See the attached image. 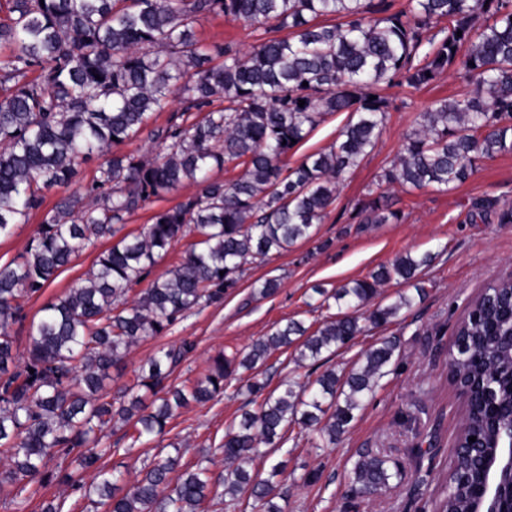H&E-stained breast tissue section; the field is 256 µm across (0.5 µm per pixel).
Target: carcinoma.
Returning <instances> with one entry per match:
<instances>
[{
    "label": "carcinoma",
    "instance_id": "carcinoma-1",
    "mask_svg": "<svg viewBox=\"0 0 512 512\" xmlns=\"http://www.w3.org/2000/svg\"><path fill=\"white\" fill-rule=\"evenodd\" d=\"M6 8L0 86L10 85V93L0 98V236L26 223L45 193L71 184L83 165L98 166L83 187L91 203L59 201L25 254L0 265V447L8 453L0 494L20 508L30 483L57 480L96 496L108 512H198L208 499L248 489L265 512H283L274 502L283 463L259 480L248 465L282 448L292 425L315 433L317 448L336 445L396 362L395 342L364 351L343 379L326 370L307 385L289 378L268 393L255 375L237 386L253 409L218 448L222 493L205 462L184 466L178 453L129 482L99 465L120 452L102 446L101 433L119 423L135 441L160 435L177 412L224 393L239 371L258 369L282 347L296 346L299 365H324L367 326L394 321L425 296L419 274L434 254L400 255L330 294L313 288L320 306L335 304L336 317L313 332L296 320L279 324L248 352L217 356L209 373L188 385H166L193 349L187 341L159 350L114 402L105 400L104 382L133 344L166 335L186 312L222 300L248 265L311 238L345 175L376 146L388 112L382 86L418 88L456 68L467 89L420 114L378 191L357 204L359 223L399 221L387 195L394 185L446 192L464 183L477 161L512 153V0H407L395 13L388 0H6ZM211 14L263 33L244 53L204 47L195 27ZM282 31L287 35L275 36ZM32 70L39 74L29 79ZM177 99L182 113L203 116L152 130V158L109 154ZM217 100L224 106L213 107ZM334 112L349 113L336 141L288 165L295 144ZM229 163L243 167L237 179L212 178ZM185 184L198 192L156 212L137 236L120 235L127 216ZM191 234L196 240L179 262L128 300L172 244ZM99 239L112 244L85 279L43 306L18 364L10 327L22 310L19 299L47 287ZM393 280L414 292L369 308L378 287ZM455 336L448 364L466 407L457 464L435 512H473L477 474L504 444L507 422L492 419L495 409L512 407L511 278L483 289ZM146 393L156 397L151 407ZM73 452L81 470L95 472L91 484L50 468ZM352 472L361 496L400 478L387 459L370 453L358 455Z\"/></svg>",
    "mask_w": 512,
    "mask_h": 512
}]
</instances>
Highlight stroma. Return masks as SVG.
<instances>
[{
  "mask_svg": "<svg viewBox=\"0 0 512 512\" xmlns=\"http://www.w3.org/2000/svg\"><path fill=\"white\" fill-rule=\"evenodd\" d=\"M196 35L206 46L230 45L243 52L257 37L252 27L213 14L199 21ZM465 87L453 69L417 89L404 85L383 88L389 108L376 147L340 183L334 205L316 225L312 237L279 257L250 265L238 288L221 302L193 308L167 335L133 345L106 380L107 397L118 398L132 384L138 368L160 349L185 339L194 341L195 350L174 369L169 382L180 385L204 378L216 356L244 350L276 325L297 320L318 327L331 311L310 309L314 288L331 290L367 278L380 265L407 252H434V262L422 274L425 299L394 322L366 330L328 361V368L343 376L371 346L385 339L398 346L397 367L380 379L336 447H313L312 433L294 428L279 452L250 466L253 473L263 475L272 464L284 462L277 488V501L284 512H432L440 483L453 465L462 424V399L448 371L446 351L457 324L486 284L512 273V223H499L494 216L474 223L469 214L481 199L512 204V153L478 161L465 183L445 193L429 188H391L392 207L402 215L398 223L364 226L352 220L351 212L399 155L402 136L418 114L434 100L453 98ZM346 121L343 112L325 115L289 155V165L329 147ZM94 172V164L83 166L75 182L47 192L41 209L34 211L27 223L1 237L0 265L24 254L47 211L63 197L82 194ZM106 246V240H98L42 292L22 298L23 319L11 328L18 353L26 352L28 327L38 319L42 307L85 279ZM258 279L277 280L279 287L270 296H253L252 284ZM294 355L290 348L276 351L259 368L260 379L272 389L289 377L301 383L315 379L313 370L296 365ZM243 403V396L227 387L223 395L206 404L183 409L169 421L165 434L136 443L126 437L123 428L108 427L102 434L103 445L117 443L121 451L105 456L103 462L110 468L120 467L131 481L177 447L183 465H194L209 456L213 474L223 475L224 457L216 449L227 429L238 423ZM364 451L385 456L390 468L401 474L400 481L369 500L352 490L353 463ZM52 499L63 502V512H105L81 492L55 482L34 483L25 512H41L42 503Z\"/></svg>",
  "mask_w": 512,
  "mask_h": 512,
  "instance_id": "obj_1",
  "label": "stroma"
}]
</instances>
